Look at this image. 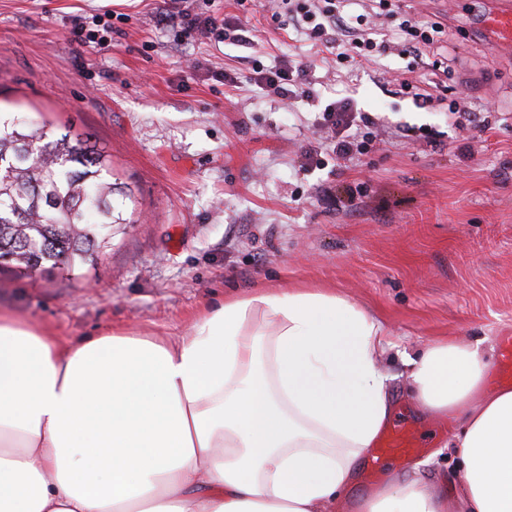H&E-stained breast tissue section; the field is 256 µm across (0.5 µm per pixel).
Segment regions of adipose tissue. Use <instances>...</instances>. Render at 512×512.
Segmentation results:
<instances>
[{
	"label": "adipose tissue",
	"mask_w": 512,
	"mask_h": 512,
	"mask_svg": "<svg viewBox=\"0 0 512 512\" xmlns=\"http://www.w3.org/2000/svg\"><path fill=\"white\" fill-rule=\"evenodd\" d=\"M379 321L336 291L228 297L158 342L61 341L0 311V512H512V388L453 341L407 357L422 412L452 424V493L403 473L353 498L390 421Z\"/></svg>",
	"instance_id": "1"
}]
</instances>
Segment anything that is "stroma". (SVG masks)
Returning a JSON list of instances; mask_svg holds the SVG:
<instances>
[{
	"mask_svg": "<svg viewBox=\"0 0 512 512\" xmlns=\"http://www.w3.org/2000/svg\"><path fill=\"white\" fill-rule=\"evenodd\" d=\"M487 3L395 0L373 38L406 11L441 23L435 44L349 70L317 66L314 104L215 79L310 57L300 35L275 29L276 0L252 7L238 44L176 37L181 0H0V112L93 134L133 193L95 264L31 277L1 268L0 310L66 339L112 328L173 337L205 306L259 287L335 289L396 345L382 363L399 390L391 423L424 447L382 471L364 460L357 494L397 469L455 484L449 427L417 415L402 356L448 338L494 357L512 336V53L484 34ZM106 12L119 34L78 37L74 17L90 29ZM406 72L443 87V101L417 107L400 90ZM342 97L373 117L374 144L354 160L307 161L328 135L323 106ZM457 101L488 123L466 158L457 147L473 129L452 115Z\"/></svg>",
	"mask_w": 512,
	"mask_h": 512,
	"instance_id": "1",
	"label": "stroma"
}]
</instances>
